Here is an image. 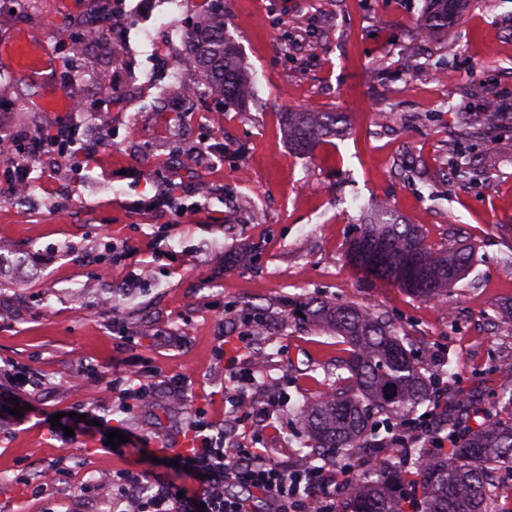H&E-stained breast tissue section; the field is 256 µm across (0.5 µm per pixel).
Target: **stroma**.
I'll return each instance as SVG.
<instances>
[{"instance_id": "obj_1", "label": "stroma", "mask_w": 512, "mask_h": 512, "mask_svg": "<svg viewBox=\"0 0 512 512\" xmlns=\"http://www.w3.org/2000/svg\"><path fill=\"white\" fill-rule=\"evenodd\" d=\"M167 2L113 6L126 38L82 58L77 145L33 169L36 204L0 199V512H113V475L155 472L152 455L205 435L305 462L297 406L331 392L344 349L297 315L311 297L382 314L463 393L512 387V122L488 136L479 122L512 101V0H470L438 38L420 26L426 0ZM144 3L180 31L223 16L251 77L246 107L168 97L190 53L145 39ZM100 69L114 91L105 131ZM311 111L345 113L347 127L303 156L280 116ZM54 131L0 60V134ZM187 153L197 173L181 172ZM162 191L165 210L148 208ZM380 200L432 246L474 247L443 300L348 263ZM246 252L254 263L237 262ZM260 349L247 394L268 413L225 428L224 362ZM133 373L153 384L149 404L125 396ZM115 430L128 437L116 451Z\"/></svg>"}]
</instances>
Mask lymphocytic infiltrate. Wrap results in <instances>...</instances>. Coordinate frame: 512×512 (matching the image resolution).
I'll return each mask as SVG.
<instances>
[{"label": "lymphocytic infiltrate", "mask_w": 512, "mask_h": 512, "mask_svg": "<svg viewBox=\"0 0 512 512\" xmlns=\"http://www.w3.org/2000/svg\"><path fill=\"white\" fill-rule=\"evenodd\" d=\"M225 379L239 396L225 417L232 424L266 415L265 406L242 393L247 376L235 361L225 365ZM199 481L194 493L178 484L119 473L123 485L114 501L125 512H336V479L325 466L310 463L285 467L256 448H227L213 439L173 456Z\"/></svg>", "instance_id": "f902f5d3"}]
</instances>
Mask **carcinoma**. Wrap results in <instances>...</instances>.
<instances>
[{"instance_id":"carcinoma-1","label":"carcinoma","mask_w":512,"mask_h":512,"mask_svg":"<svg viewBox=\"0 0 512 512\" xmlns=\"http://www.w3.org/2000/svg\"><path fill=\"white\" fill-rule=\"evenodd\" d=\"M467 6V0H427L421 25L435 35L448 29ZM190 52L204 83L222 87L224 103L244 106L248 77L238 64L235 44L224 36V20L214 16L190 31ZM345 117L336 112H287L282 126L291 148L310 155L326 138L343 131ZM365 241L386 240L389 264L370 267L352 256L349 263L365 276L399 288L394 266L416 251L426 272L427 286L405 288L417 298L433 300L448 294L451 273H467L474 261L472 248H434L422 227L395 216L384 203L364 213ZM300 308L307 322L343 339L344 355L336 359V387L325 397L305 402L300 409L307 433L306 447L321 454L327 448L351 453L359 474L348 480L339 512H512V389H491L493 403L504 416L480 403H466L467 413L450 416L424 437L425 446L406 449L417 461L408 469L387 459L373 471L363 470L361 448L388 453L392 434H382L371 412L404 417L432 405L439 382L427 365L405 347L406 337L383 316L364 307L310 298ZM448 447L435 448V439Z\"/></svg>"}]
</instances>
